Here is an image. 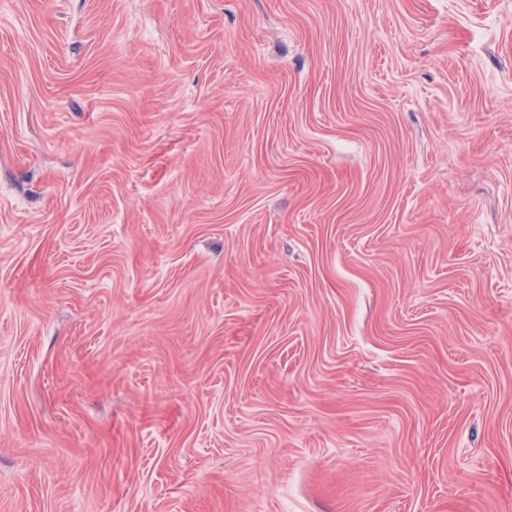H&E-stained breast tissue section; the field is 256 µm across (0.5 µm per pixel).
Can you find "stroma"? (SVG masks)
I'll return each instance as SVG.
<instances>
[{
	"mask_svg": "<svg viewBox=\"0 0 512 512\" xmlns=\"http://www.w3.org/2000/svg\"><path fill=\"white\" fill-rule=\"evenodd\" d=\"M0 512H512V0H0Z\"/></svg>",
	"mask_w": 512,
	"mask_h": 512,
	"instance_id": "1",
	"label": "stroma"
}]
</instances>
